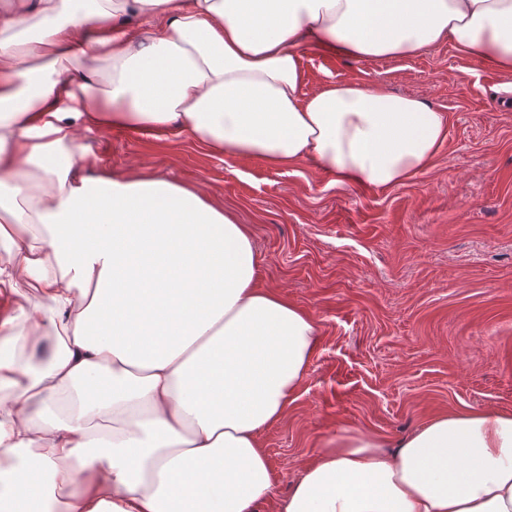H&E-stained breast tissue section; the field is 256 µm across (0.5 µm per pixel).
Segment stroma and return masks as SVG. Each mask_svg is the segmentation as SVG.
Listing matches in <instances>:
<instances>
[{"label":"stroma","instance_id":"obj_1","mask_svg":"<svg viewBox=\"0 0 512 512\" xmlns=\"http://www.w3.org/2000/svg\"><path fill=\"white\" fill-rule=\"evenodd\" d=\"M301 71L307 93L358 80L447 113L431 165L373 188L184 134L81 139L113 169L202 186L249 229L262 286L316 317L299 396L262 434L283 495L341 429L396 440L441 413L512 411V75L447 42L409 59L305 48Z\"/></svg>","mask_w":512,"mask_h":512}]
</instances>
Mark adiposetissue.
Here are the masks:
<instances>
[{"instance_id": "adipose-tissue-1", "label": "adipose tissue", "mask_w": 512, "mask_h": 512, "mask_svg": "<svg viewBox=\"0 0 512 512\" xmlns=\"http://www.w3.org/2000/svg\"><path fill=\"white\" fill-rule=\"evenodd\" d=\"M112 0L0 6V512H512V411L344 429L287 495L260 436L285 418L315 316L262 287L251 234L195 185L117 172L81 131L178 129L230 157L308 160L384 188L448 116L356 81L302 90L300 52L408 58L439 42L512 74V0ZM91 37H83L87 26ZM112 70L101 75V62ZM42 298L26 307L18 282ZM48 347L32 371L16 351ZM105 382V402L89 387ZM111 415L94 434L93 414Z\"/></svg>"}]
</instances>
